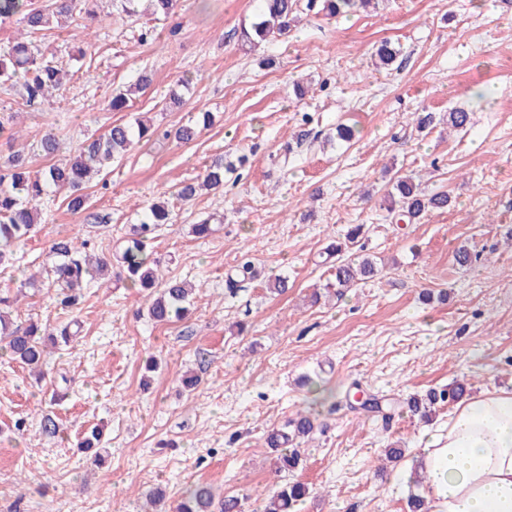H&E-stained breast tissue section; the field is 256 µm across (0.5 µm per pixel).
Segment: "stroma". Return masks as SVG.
<instances>
[{
    "mask_svg": "<svg viewBox=\"0 0 512 512\" xmlns=\"http://www.w3.org/2000/svg\"><path fill=\"white\" fill-rule=\"evenodd\" d=\"M100 8L112 18L87 40L71 37L80 14L41 38L71 74L54 104L30 107L0 88V113H13L21 132L13 142L0 136V163L49 130L63 159L142 115L159 130L88 184L87 211L45 197L15 268L0 269L15 324L82 326L40 378L0 351V512H148L156 490L158 512H173L198 484L239 497L243 512H263L269 492L289 481L310 490L297 512H406L410 495L425 493L409 478L423 438L451 412L424 420L410 397L462 377L475 393L512 387V0H380L337 18L304 12L287 38L256 48L240 41L253 0H179L165 20L112 12L109 0ZM147 27L155 37L144 42ZM385 42L400 51L387 70L375 66ZM143 72L150 87L128 110L111 111L113 92ZM185 78L183 105L170 104ZM297 80L308 88L301 98ZM456 109L471 113L467 130L449 129ZM204 112L212 123L193 141L162 137L198 126ZM418 113L433 122L417 127ZM340 123L354 128L351 142L336 140ZM303 126L310 136L300 143ZM241 154L249 161L225 173L223 192L176 198L212 158ZM396 171L426 193L447 191L448 211L395 223L384 194ZM157 200L172 213L153 244L159 271L197 288L186 320L141 317L142 294L118 279L91 285L71 313L55 306L49 281L22 287L50 265L56 238L90 237L119 252ZM208 216L212 234L195 237L192 224ZM356 224L377 276L312 303L331 279L323 248ZM463 245L478 254L473 265L456 264ZM243 250L259 275L231 295L224 276ZM276 275L287 277L285 293L270 291ZM186 374L198 378L194 389H184ZM359 390L392 399L390 424L351 409ZM300 412L319 426L298 443L300 466L277 473L264 436ZM47 416L57 435L44 432ZM94 427L95 465L76 448ZM397 445L404 458L382 460Z\"/></svg>",
    "mask_w": 512,
    "mask_h": 512,
    "instance_id": "1",
    "label": "stroma"
}]
</instances>
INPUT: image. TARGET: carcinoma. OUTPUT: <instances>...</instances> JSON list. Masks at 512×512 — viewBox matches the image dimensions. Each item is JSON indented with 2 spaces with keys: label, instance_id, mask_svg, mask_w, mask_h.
<instances>
[{
  "label": "carcinoma",
  "instance_id": "obj_1",
  "mask_svg": "<svg viewBox=\"0 0 512 512\" xmlns=\"http://www.w3.org/2000/svg\"><path fill=\"white\" fill-rule=\"evenodd\" d=\"M146 10L152 15L167 17L174 13L178 0H144ZM372 0H255L256 6L249 26L241 31L243 43L257 47L274 39L288 36L298 12H316L326 16L347 13L357 6H368ZM77 0H46L40 6L31 0H0V18L18 16L32 34L50 30L53 25L72 17ZM46 49L32 41L10 42L0 46V85L10 88L21 85L25 102L43 104L56 97L63 85L67 71L49 60ZM157 133L142 119L133 123L114 124L109 131L97 138H90L80 152L61 163L50 164L32 172L26 157L17 153L9 160V169L0 173V267L13 264L16 250L30 237L40 219L39 202L55 191L68 189L63 203L74 213L87 209V196L83 193L91 173H99L112 162L122 158L137 142ZM248 158L241 155L237 162H224V157L214 158L206 166L201 181L186 183L177 190L184 201L193 199L198 190L224 188V172L235 164L243 165ZM387 209L410 223L431 210H445L451 204L446 191L431 195L422 192L419 185L407 177L398 178L387 191ZM170 211L163 202L153 203L135 228L133 237L117 256L118 271L115 276L131 287L146 293L147 317L156 324H168L185 319L190 312L193 288L173 278H159L157 261L152 257L151 242L160 226L169 223ZM361 226L348 232L346 241L327 248V255L336 259L334 281L326 288L336 289L341 295L361 277L371 278L378 269L370 259L354 265L346 253L356 242ZM91 242L78 236L62 237L53 242L50 252L54 262L47 275L55 288L57 306L73 311L79 308L83 289L105 279L112 270V258L98 256L90 249ZM257 274L254 258L242 254L235 274L227 275L228 282L235 278L253 279ZM68 327L58 329L51 325L29 322L16 325L0 313V341L5 343L9 357L27 367L31 373L41 375L48 345H56L57 338L69 342ZM466 384L455 382L451 387L427 391L422 398L408 402L415 413L427 414L436 405H450L466 394ZM316 428L310 415L299 413L283 426L266 433L265 447L276 454V471L288 472L301 463L299 451L293 448L296 440L308 437ZM309 493V487L300 482H287L269 498L265 512H294L295 506ZM176 512H242L241 500L236 496L215 499L213 491L201 485L183 497Z\"/></svg>",
  "mask_w": 512,
  "mask_h": 512
}]
</instances>
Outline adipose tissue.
Listing matches in <instances>:
<instances>
[{"label":"adipose tissue","mask_w":512,"mask_h":512,"mask_svg":"<svg viewBox=\"0 0 512 512\" xmlns=\"http://www.w3.org/2000/svg\"><path fill=\"white\" fill-rule=\"evenodd\" d=\"M429 512H512V387L455 406L417 456Z\"/></svg>","instance_id":"ef3b65f1"}]
</instances>
